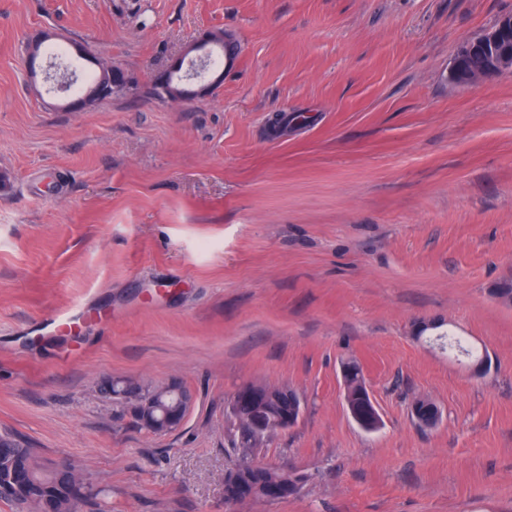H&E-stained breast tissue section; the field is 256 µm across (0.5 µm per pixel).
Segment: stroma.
Instances as JSON below:
<instances>
[{
  "instance_id": "35a3bbf8",
  "label": "stroma",
  "mask_w": 512,
  "mask_h": 512,
  "mask_svg": "<svg viewBox=\"0 0 512 512\" xmlns=\"http://www.w3.org/2000/svg\"><path fill=\"white\" fill-rule=\"evenodd\" d=\"M512 0H0V431L112 512H512V74L450 81ZM239 62L150 95L203 33ZM47 35L37 73L26 42ZM126 90L67 110L82 53ZM78 332L38 324L76 305ZM464 337L487 357L434 344ZM356 360L382 420L348 415ZM195 395L154 436L99 390ZM295 390L256 458L288 499L226 504L227 402ZM440 425L418 429L414 398ZM219 57L224 59V71L233 69L234 64L240 56V45L236 38L229 32H224V42L222 48L217 51L211 50L208 58ZM410 413L425 429H434L441 422L440 410L429 398H416L411 404Z\"/></svg>"
}]
</instances>
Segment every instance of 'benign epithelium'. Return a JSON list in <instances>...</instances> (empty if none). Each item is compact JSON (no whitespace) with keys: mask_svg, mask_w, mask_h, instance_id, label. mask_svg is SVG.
Wrapping results in <instances>:
<instances>
[{"mask_svg":"<svg viewBox=\"0 0 512 512\" xmlns=\"http://www.w3.org/2000/svg\"><path fill=\"white\" fill-rule=\"evenodd\" d=\"M512 38V14L500 16L488 29L464 40L457 48L450 79L460 85L476 84L512 74V48L507 39ZM118 395L131 401L130 412L141 419V424L157 435L176 430L183 422L194 403L193 394L177 381L144 388L133 379L113 381ZM174 401L176 410L157 417L161 404L159 395ZM272 400L288 407L276 419L253 412L261 401ZM344 400L349 416L367 431H374L381 425V418L374 404L372 394L365 380H344ZM235 424L247 429L252 441L261 444L273 431L282 432L297 424L302 414L300 396L291 388L281 385L277 388L262 383H251L239 388L228 404ZM412 416L426 429H434L441 422L438 406L429 398L419 397L410 407ZM99 493L84 481H74L71 510L86 497Z\"/></svg>","mask_w":512,"mask_h":512,"instance_id":"obj_1","label":"benign epithelium"}]
</instances>
